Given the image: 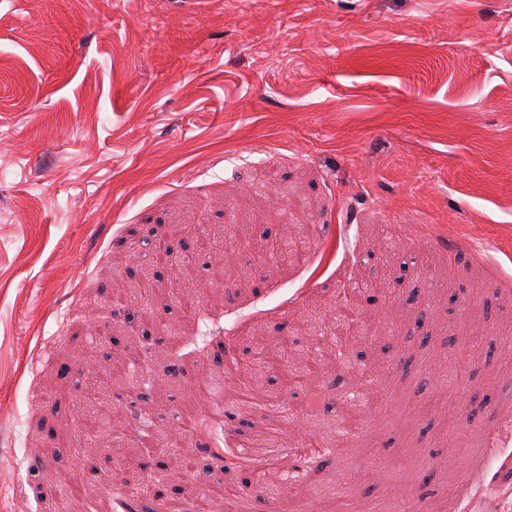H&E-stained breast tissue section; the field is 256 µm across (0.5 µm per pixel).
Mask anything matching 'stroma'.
Listing matches in <instances>:
<instances>
[{"label": "stroma", "mask_w": 512, "mask_h": 512, "mask_svg": "<svg viewBox=\"0 0 512 512\" xmlns=\"http://www.w3.org/2000/svg\"><path fill=\"white\" fill-rule=\"evenodd\" d=\"M260 238L318 225L303 263L233 259L201 278L223 297L186 318L172 298L128 324L111 291L165 283L150 242L196 247V226ZM248 285H240V273ZM385 280L361 298L377 404L337 437L350 392L333 374L262 381L256 405L224 421L233 439L269 430L287 406L290 446L327 438L304 468L320 512L343 483L352 512H464L462 488L492 512L512 502V0H0V512H67L76 478L99 512L142 468L136 502L193 512V487L222 468L198 434L192 484L170 477L167 437L198 413L187 364L166 370L175 336L208 342L286 335L334 306L343 284ZM155 359L129 384L89 389L87 351ZM128 419L123 439L87 447L92 400ZM157 439L137 449L132 413ZM40 461L37 487L20 468ZM261 512H309L274 495L254 463L231 475Z\"/></svg>", "instance_id": "stroma-1"}]
</instances>
